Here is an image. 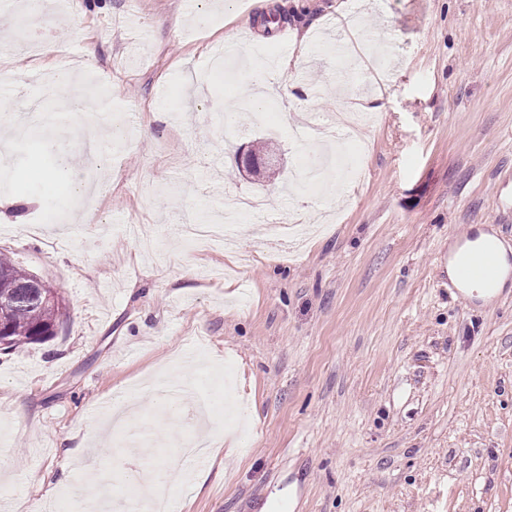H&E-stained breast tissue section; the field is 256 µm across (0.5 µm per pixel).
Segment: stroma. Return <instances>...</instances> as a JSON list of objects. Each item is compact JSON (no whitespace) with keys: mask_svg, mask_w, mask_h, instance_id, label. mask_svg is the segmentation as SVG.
<instances>
[{"mask_svg":"<svg viewBox=\"0 0 512 512\" xmlns=\"http://www.w3.org/2000/svg\"><path fill=\"white\" fill-rule=\"evenodd\" d=\"M344 1L359 3L278 0L269 25L253 0H49L68 24L57 44L82 62L75 79L104 87L136 129L100 156L96 210L77 146L62 170L29 139L0 181V252L64 306L53 338L0 354V512H85L99 499L87 468L143 433L156 445L112 471L111 496L144 468L177 512H269L295 490V512H512V281L471 306L438 261L472 225L512 252V210L495 203L512 184V0H377L354 18L387 44L371 75L336 62ZM23 12L0 8L15 109L57 73ZM229 32L243 63L217 74ZM295 53L265 96L276 120L255 122L259 66ZM355 103L375 110L358 133L359 188L289 193ZM261 139L285 166L245 177L238 157ZM320 211L329 222L297 243L239 230ZM182 219L224 224L236 252L186 246ZM163 372L213 392L209 456L187 461L192 430L163 425L150 399L97 432ZM188 465L194 479L171 477Z\"/></svg>","mask_w":512,"mask_h":512,"instance_id":"1","label":"stroma"}]
</instances>
